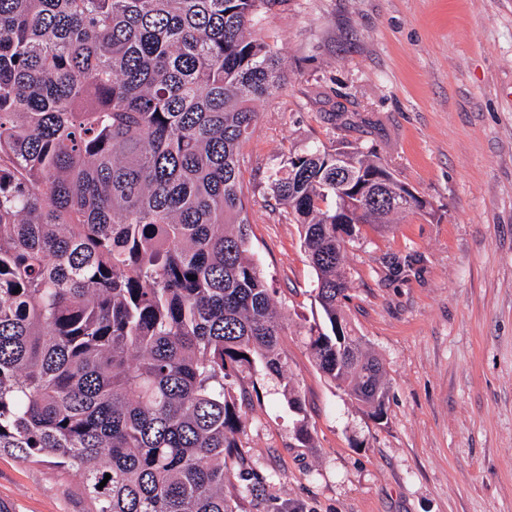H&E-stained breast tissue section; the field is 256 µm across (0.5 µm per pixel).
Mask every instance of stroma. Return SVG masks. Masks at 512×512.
I'll return each instance as SVG.
<instances>
[{
	"label": "stroma",
	"instance_id": "35a3bbf8",
	"mask_svg": "<svg viewBox=\"0 0 512 512\" xmlns=\"http://www.w3.org/2000/svg\"><path fill=\"white\" fill-rule=\"evenodd\" d=\"M259 35L288 83L242 148L250 250L304 411L265 370L227 380L259 392L229 474L238 512H512V0H280ZM347 142L426 203L344 251L346 311L385 366L380 420L315 365V272L266 188L288 150ZM79 485L54 456L0 454V512H86Z\"/></svg>",
	"mask_w": 512,
	"mask_h": 512
}]
</instances>
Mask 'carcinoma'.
<instances>
[{
  "instance_id": "carcinoma-1",
  "label": "carcinoma",
  "mask_w": 512,
  "mask_h": 512,
  "mask_svg": "<svg viewBox=\"0 0 512 512\" xmlns=\"http://www.w3.org/2000/svg\"><path fill=\"white\" fill-rule=\"evenodd\" d=\"M275 3L0 0V453L57 457L88 512H237L233 375L260 365L303 412L242 181L256 106L287 80L255 34ZM385 170L369 146H313L267 176L316 274L315 363L376 419L388 389L344 311L336 219L355 238L412 210Z\"/></svg>"
}]
</instances>
